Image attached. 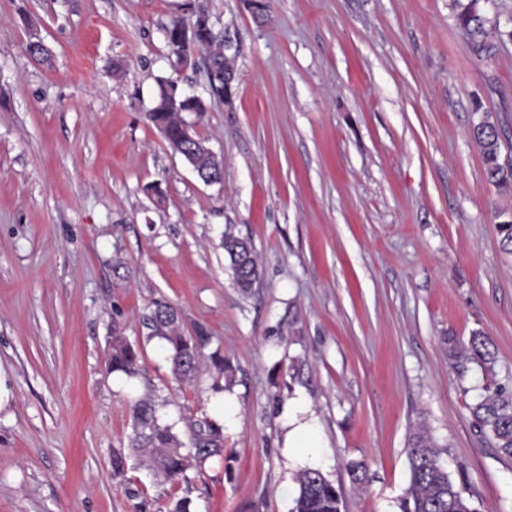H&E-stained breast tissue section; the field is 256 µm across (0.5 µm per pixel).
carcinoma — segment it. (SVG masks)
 Segmentation results:
<instances>
[{
  "mask_svg": "<svg viewBox=\"0 0 512 512\" xmlns=\"http://www.w3.org/2000/svg\"><path fill=\"white\" fill-rule=\"evenodd\" d=\"M454 8L458 25L463 31L470 52L478 59L495 57L499 48L512 40V30L501 28L499 17L489 19L480 7V0H455ZM196 28L195 45L202 55L206 68L219 74L234 69V59L224 55V39L214 31L208 12L203 17L191 15L173 18L165 27L166 44L171 46L189 24ZM205 111L204 99L186 94L178 80L172 77L157 79L153 106L148 111L149 120L163 133L166 141L179 146L184 144V112ZM471 138L481 149L485 181L500 192L512 193V160H501V129L484 115L473 125ZM239 238L224 237V251L232 267L234 280L244 293L250 292L260 282L253 251L236 247ZM177 314L165 302L153 303V308L143 318L150 336L164 340L168 347L171 371L179 381L190 382L199 372L203 336H186L176 326ZM450 356L464 362L488 367L495 362L496 353L489 337L482 332L472 334L469 346L462 352L448 347ZM108 369L122 372L129 377L139 374V354L122 336L112 337V348L107 357ZM471 415L480 434L496 452L512 457V392L502 388L487 389L471 407ZM132 437L128 452L112 454V473H125L128 463L141 461L154 474L171 483L189 480L187 471L202 467L208 460L224 459V432L215 421L207 418L187 420L188 443H183L173 433L172 426L160 423L157 402L151 389L130 401ZM409 487L404 501V512H472V508L450 478L441 463L438 444L425 425H418L409 437ZM298 494L292 512H344V492L320 470L306 469L295 478Z\"/></svg>",
  "mask_w": 512,
  "mask_h": 512,
  "instance_id": "cac0c4a2",
  "label": "carcinoma"
}]
</instances>
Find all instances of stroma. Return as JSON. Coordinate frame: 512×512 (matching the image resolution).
Instances as JSON below:
<instances>
[{
    "label": "stroma",
    "instance_id": "obj_1",
    "mask_svg": "<svg viewBox=\"0 0 512 512\" xmlns=\"http://www.w3.org/2000/svg\"><path fill=\"white\" fill-rule=\"evenodd\" d=\"M198 2L240 45L232 108L184 115L223 163L214 185L148 119L158 78L206 93L204 65L167 58L184 0H0V512H291L307 468L345 512H402L421 422L476 512H512V459L470 413L512 390V195L469 135L488 112L512 142V43L474 57L452 0H272L261 24L243 0ZM228 234L252 241L251 293ZM157 301L207 339L195 381L142 324ZM475 331L496 361L459 372L448 343ZM116 336L137 377L108 371ZM147 383L174 433L223 424V463L113 477ZM297 405L306 448L288 445ZM247 240L246 238L227 235L224 237V251L227 253L232 267L234 280L238 288L244 293H249L260 282L261 272L253 254L250 243L249 251L244 247H238L234 252L236 242Z\"/></svg>",
    "mask_w": 512,
    "mask_h": 512
}]
</instances>
